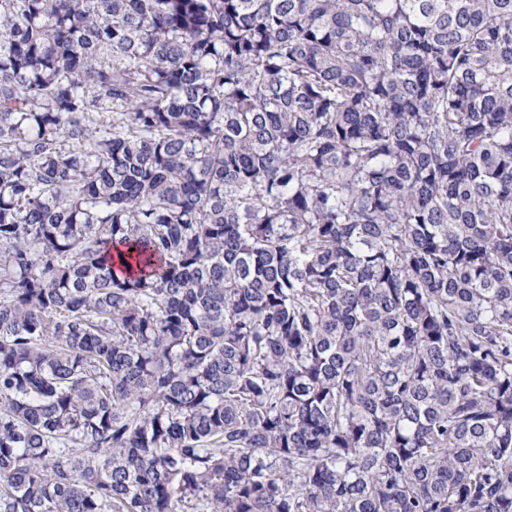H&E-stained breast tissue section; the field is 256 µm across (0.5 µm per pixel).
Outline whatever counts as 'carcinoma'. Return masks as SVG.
Returning a JSON list of instances; mask_svg holds the SVG:
<instances>
[{"instance_id": "obj_1", "label": "carcinoma", "mask_w": 512, "mask_h": 512, "mask_svg": "<svg viewBox=\"0 0 512 512\" xmlns=\"http://www.w3.org/2000/svg\"><path fill=\"white\" fill-rule=\"evenodd\" d=\"M0 512H512V0H0Z\"/></svg>"}]
</instances>
